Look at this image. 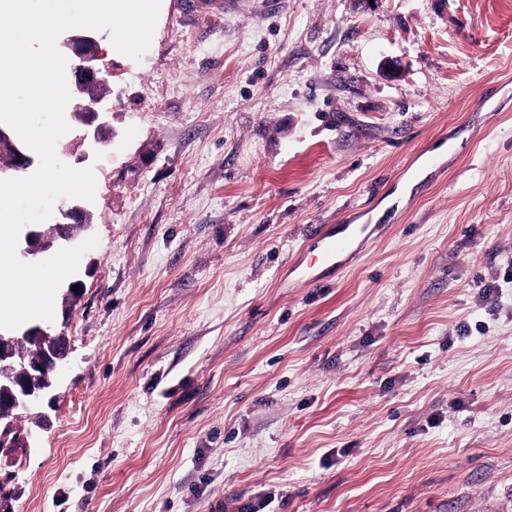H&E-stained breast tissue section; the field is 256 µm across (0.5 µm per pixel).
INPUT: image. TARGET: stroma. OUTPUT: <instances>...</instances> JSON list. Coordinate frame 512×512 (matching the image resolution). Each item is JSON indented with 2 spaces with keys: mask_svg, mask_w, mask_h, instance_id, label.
I'll return each mask as SVG.
<instances>
[{
  "mask_svg": "<svg viewBox=\"0 0 512 512\" xmlns=\"http://www.w3.org/2000/svg\"><path fill=\"white\" fill-rule=\"evenodd\" d=\"M98 244L0 512H512V0H161L96 32ZM366 234L316 260L314 226Z\"/></svg>",
  "mask_w": 512,
  "mask_h": 512,
  "instance_id": "stroma-1",
  "label": "stroma"
}]
</instances>
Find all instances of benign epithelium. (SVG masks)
Segmentation results:
<instances>
[{
    "label": "benign epithelium",
    "mask_w": 512,
    "mask_h": 512,
    "mask_svg": "<svg viewBox=\"0 0 512 512\" xmlns=\"http://www.w3.org/2000/svg\"><path fill=\"white\" fill-rule=\"evenodd\" d=\"M71 54L78 59L73 71L71 90L74 97L82 101L79 121L84 127L83 140L93 147L112 145V129L104 120L106 110L103 97L94 91L96 84L104 82L98 66L96 40L90 35H74L64 41ZM0 145L8 148L14 156L9 165L13 171H24L33 165V158L10 137L7 130L0 127ZM58 222L60 231L51 239L45 238L40 229H33L25 235V246L19 249V257L34 261L50 250L54 243L63 248L73 245L78 235L90 227L84 209L74 206L61 212ZM52 326L48 322L34 323L25 330L11 333L0 332V396L6 397L8 408H0V444L10 448H31L39 437V431L49 424L48 415L43 411L51 385L43 384L35 369L57 370L69 359L70 347L67 338L60 342L43 345L39 356L31 361L19 357L12 346L24 343V339L47 336ZM23 415L30 420L31 427L18 433L16 419Z\"/></svg>",
    "instance_id": "obj_1"
}]
</instances>
